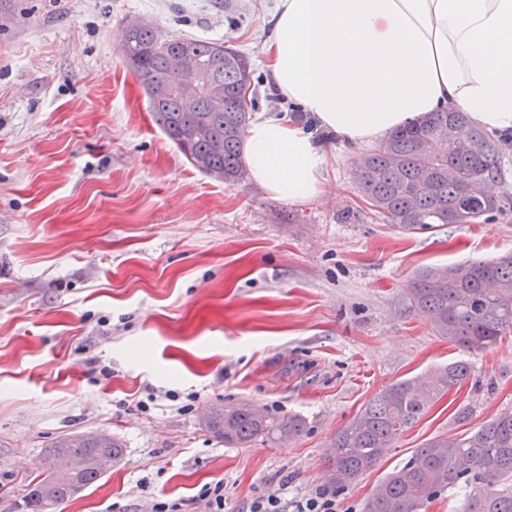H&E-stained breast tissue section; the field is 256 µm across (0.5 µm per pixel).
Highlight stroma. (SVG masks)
Segmentation results:
<instances>
[{"label": "stroma", "mask_w": 512, "mask_h": 512, "mask_svg": "<svg viewBox=\"0 0 512 512\" xmlns=\"http://www.w3.org/2000/svg\"><path fill=\"white\" fill-rule=\"evenodd\" d=\"M276 0H0V512H19L60 435H116L123 459L51 512H248L280 484L325 485L336 432L385 385L464 361L468 379L337 492L363 512L435 437L512 412V335L465 351L408 310L424 266L512 255V203L478 224L404 233L358 192L370 144L330 139L329 189L286 203L204 176L154 123L119 47L139 18L213 39L253 68L254 117L287 101L265 78ZM297 414L298 438L233 448L208 407ZM197 501H203L207 512L224 511V483L216 481L215 483L205 484L198 492Z\"/></svg>", "instance_id": "obj_1"}]
</instances>
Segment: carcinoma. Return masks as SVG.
I'll use <instances>...</instances> for the list:
<instances>
[{
	"label": "carcinoma",
	"mask_w": 512,
	"mask_h": 512,
	"mask_svg": "<svg viewBox=\"0 0 512 512\" xmlns=\"http://www.w3.org/2000/svg\"><path fill=\"white\" fill-rule=\"evenodd\" d=\"M188 50L224 93L214 112L207 89L193 110L182 108L172 55ZM121 54L143 89L152 117L167 139L201 174L243 180L242 144L255 98L242 95L252 79L247 56L219 41L173 37L141 21L126 26ZM512 141L472 126L460 110L432 112L388 134L359 156L353 175L366 202L384 221L406 232L436 224H470L499 211L500 160ZM409 308L434 331L467 351H481L512 333V256L446 267H425L410 282ZM463 361L440 368L426 382L397 380L373 396L336 433L328 456L333 485L341 488L372 469L394 442L417 424L438 399L469 376ZM205 426L224 444L279 443L305 432L303 418L256 405L211 409ZM122 443L103 433L71 432L45 452V469L31 484L25 512H47L102 477L98 460L117 464ZM463 492L459 512H512V412L501 413L460 438L436 437L375 487L365 512H421L425 503Z\"/></svg>",
	"instance_id": "carcinoma-1"
}]
</instances>
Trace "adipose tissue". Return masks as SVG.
Returning <instances> with one entry per match:
<instances>
[{"label":"adipose tissue","instance_id":"ef3b65f1","mask_svg":"<svg viewBox=\"0 0 512 512\" xmlns=\"http://www.w3.org/2000/svg\"><path fill=\"white\" fill-rule=\"evenodd\" d=\"M263 54L276 92L343 142L456 108L512 137V0H277ZM243 159L278 200L326 190L327 156L294 117L249 123Z\"/></svg>","mask_w":512,"mask_h":512}]
</instances>
